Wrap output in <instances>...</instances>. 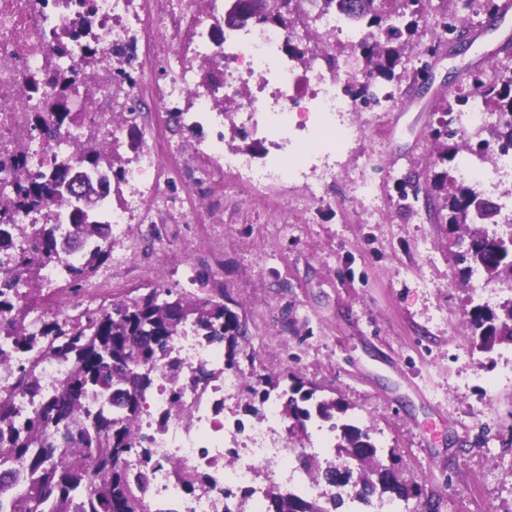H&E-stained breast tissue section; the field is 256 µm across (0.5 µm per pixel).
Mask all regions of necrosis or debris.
<instances>
[{"label":"necrosis or debris","mask_w":512,"mask_h":512,"mask_svg":"<svg viewBox=\"0 0 512 512\" xmlns=\"http://www.w3.org/2000/svg\"><path fill=\"white\" fill-rule=\"evenodd\" d=\"M90 20L101 36L99 52L92 62L79 54L59 55L50 37L52 29L64 28L70 14L55 12L44 0H0V149H24V162L31 173L42 171L53 146L52 140L33 136L19 118L27 111L25 81L58 59L73 67L77 76L82 119L67 136L78 142L82 127L95 128L104 142H112L123 126L114 122L113 51L141 47L145 63L160 65L167 74L156 92L158 111H178L183 100L194 98L200 119H213L219 98L249 95L238 110L243 128L263 135L273 152L263 164L251 155L226 148L223 130H215L207 151L216 166L232 172L239 184L249 188L283 183L302 175L310 158H328L342 153L364 129H378L379 116L366 124L345 122L348 112L363 111L361 101L344 91L353 74L333 67L324 51L314 52L303 72H295L282 59L286 42L330 43L341 38L358 42L361 27L347 15L318 9L315 0H301V18L292 29L276 24L259 26L225 37L223 51L212 47L204 20L197 16L193 0H94ZM193 29L188 50L178 49L183 29ZM212 59L221 67L223 81L215 95L197 94V61ZM313 113L311 124H294L297 113ZM141 172L148 178L137 187L124 207L110 211L111 236H125L131 225L150 219L149 204L160 205L165 194L158 176L155 152L143 155ZM459 174L463 179L491 186L512 177V154L500 156L494 166L483 157L466 155ZM127 259L87 286L82 301L56 287L57 268L42 269L46 288L41 297L28 301L29 324L39 330L47 313L66 317L76 307H97L117 295L128 283ZM169 358L178 360L183 373L178 381L154 368L155 382L141 399L135 428L138 453L125 459L132 472L149 476L146 501L149 512H267V500L256 476L276 478L280 487L305 500L328 501L342 496L358 506L351 488H336L326 479L312 478L299 464V452L288 445V418L279 397L266 400L264 411L251 421L225 418L251 377L249 370L224 367V346L199 336L193 324H183L167 343ZM61 359L42 361L39 392L16 394L23 414L33 415L41 403L54 395L71 370ZM200 475L202 483L186 492L180 477Z\"/></svg>","instance_id":"1"}]
</instances>
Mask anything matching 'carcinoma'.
<instances>
[{
  "label": "carcinoma",
  "instance_id": "cac0c4a2",
  "mask_svg": "<svg viewBox=\"0 0 512 512\" xmlns=\"http://www.w3.org/2000/svg\"><path fill=\"white\" fill-rule=\"evenodd\" d=\"M322 9H336L355 22L378 34H369L352 45L364 61L368 83H352L345 91L368 105L378 101L374 88L379 80L394 77L395 67L406 56L415 32L416 19L426 12L442 17V33L426 44L414 45L421 65L428 64L434 47L451 44L454 36L466 29L471 15H487L495 10L493 0H396L399 15L410 18L403 25L389 23L382 12L383 0H321ZM264 23L290 27L296 16L290 0H266ZM78 19L53 33L59 49L71 41L79 44L85 62L97 53V42L85 39L90 4L79 2ZM504 57L489 69L471 76L470 89L454 98L458 108H488L497 119L486 127L488 137L475 143L464 142L465 151L488 157L490 141L499 143L498 153L512 151V43L500 49ZM73 79L69 72L56 67L36 72L26 80V94L37 101L39 112L23 116L32 130L46 132L66 142L65 134L79 119L70 108ZM443 119L432 133L437 155L448 158V139L457 135L446 119L452 108L444 101L439 106ZM20 149L4 150L0 167L11 169L14 180L0 187V251L13 257V266L0 269V337L9 349H0V362L10 356L35 355L28 367L14 376V389L35 394L38 383L35 369L43 358L72 362V369L61 390L45 400L33 416H25L10 395H0V512H79V503L89 499L90 512H147L146 477L131 475L125 456L136 447L134 423L140 399L153 382V368L164 363L166 375L179 378L181 365L167 359V342L186 322L198 332L224 343L225 368L239 369L242 343L248 341L246 322L221 301L197 300L186 293L151 288L134 298H115L107 306L86 310L64 319L43 321L38 333L28 323V309L19 294H35L42 289L44 262L59 264L58 276L73 288L89 278L110 255L112 242L107 210L98 203L112 205V196H121V172L114 170L121 161L115 146L96 138L80 145L75 152L57 150L46 170L35 176L25 170L18 158ZM89 172L85 186L92 204L87 209L66 191L65 185L74 171ZM440 189L444 194L426 197L435 205L434 214L444 216L445 223L463 228L468 242L460 255L464 263L462 276L468 280L480 270L494 279L506 273L512 277V245L498 234L489 233L485 225L495 223L493 216L477 220L474 205L482 193L444 174ZM41 213L39 224H19L23 209ZM70 241L82 251L79 263L62 257L60 244ZM478 349L493 352L496 345L512 343V299L494 310L476 304L469 311ZM291 385L281 397L283 411L296 429L294 436L307 434V422H331L337 434V455L354 461V467L340 466L330 480L338 486H351L360 498L373 496L403 503L406 512H423L420 489L406 481L396 460L384 463L381 449L372 442L369 430L347 422L337 423L349 405L331 397L317 395V389L288 376ZM280 379L267 375L246 386L251 399H267L269 390ZM121 394L124 413L112 415V392ZM266 499L272 512H328L326 506L282 491L271 484Z\"/></svg>",
  "mask_w": 512,
  "mask_h": 512
}]
</instances>
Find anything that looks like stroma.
Instances as JSON below:
<instances>
[{
    "label": "stroma",
    "instance_id": "obj_1",
    "mask_svg": "<svg viewBox=\"0 0 512 512\" xmlns=\"http://www.w3.org/2000/svg\"><path fill=\"white\" fill-rule=\"evenodd\" d=\"M469 30L471 49L436 61L427 94L398 82L382 135L364 132L339 156L324 201L306 202L303 179L255 191L217 169L197 190L170 176L168 207L132 225L112 253H136L151 287L224 301L245 319L260 373H291L344 399L350 423L394 452L438 512H512V345L475 348L468 310L482 296L461 282L457 234L425 199L406 206L397 189L411 172L424 182L457 172V161L433 158L435 107L512 41V13L492 26L475 17ZM156 120L142 112L116 141L123 192L139 179L132 144ZM166 132L173 148L159 151L160 167L174 151L208 164L199 149L209 127L185 119ZM362 180L381 191L379 223H367L354 197Z\"/></svg>",
    "mask_w": 512,
    "mask_h": 512
}]
</instances>
